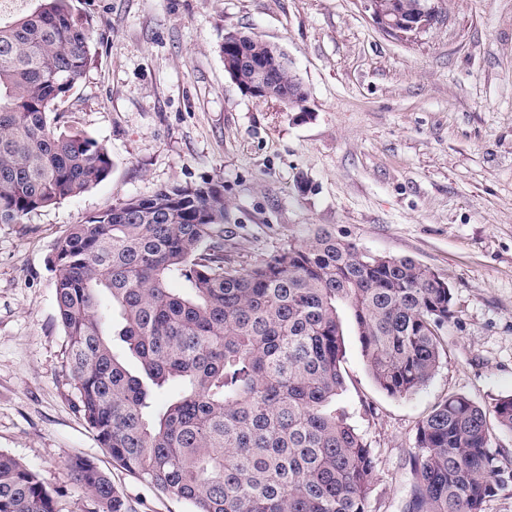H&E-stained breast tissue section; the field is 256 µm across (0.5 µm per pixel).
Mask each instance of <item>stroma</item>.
<instances>
[{
    "label": "stroma",
    "mask_w": 512,
    "mask_h": 512,
    "mask_svg": "<svg viewBox=\"0 0 512 512\" xmlns=\"http://www.w3.org/2000/svg\"><path fill=\"white\" fill-rule=\"evenodd\" d=\"M95 31L93 63L63 110L106 147L110 175L0 224V452L25 462L55 512H92L67 460H90L130 512H192L102 448L77 408L51 257L70 225L157 188L224 182V255L251 262L322 227L409 257L449 284L445 355L418 391L372 381L343 317L339 398L376 452L370 512H402L418 422L451 393L512 395V0H442V21L383 33L361 0H71ZM276 45L307 99L245 96L226 34Z\"/></svg>",
    "instance_id": "35a3bbf8"
}]
</instances>
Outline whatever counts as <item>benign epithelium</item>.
I'll list each match as a JSON object with an SVG mask.
<instances>
[{
	"instance_id": "benign-epithelium-1",
	"label": "benign epithelium",
	"mask_w": 512,
	"mask_h": 512,
	"mask_svg": "<svg viewBox=\"0 0 512 512\" xmlns=\"http://www.w3.org/2000/svg\"><path fill=\"white\" fill-rule=\"evenodd\" d=\"M373 22L386 34L397 38L415 35L438 23L440 15L434 0H364ZM290 61L276 46H268L263 57H250L242 49L240 36L224 43V71L244 95L265 101L279 96L274 85L268 81L273 70L289 67ZM252 71V80L240 82L242 68Z\"/></svg>"
}]
</instances>
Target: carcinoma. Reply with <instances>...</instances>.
I'll return each instance as SVG.
<instances>
[{
    "label": "carcinoma",
    "instance_id": "carcinoma-1",
    "mask_svg": "<svg viewBox=\"0 0 512 512\" xmlns=\"http://www.w3.org/2000/svg\"><path fill=\"white\" fill-rule=\"evenodd\" d=\"M91 21L69 0L0 20V224L78 196L111 172L108 150L58 125L91 61ZM224 182L129 197L55 245V303L78 411L112 459L194 512H369L375 455L337 405L347 309L375 385L404 398L439 367L452 289L410 258L325 229L276 254L224 261ZM119 337L140 365L130 371ZM181 395L158 412L155 391ZM512 395L462 394L418 423L404 512H485L512 485L492 450ZM67 465L96 512H129L81 457ZM0 512H54L23 461L0 452Z\"/></svg>",
    "mask_w": 512,
    "mask_h": 512
}]
</instances>
